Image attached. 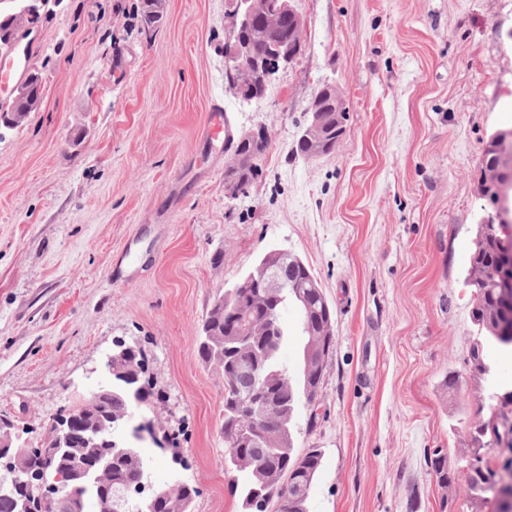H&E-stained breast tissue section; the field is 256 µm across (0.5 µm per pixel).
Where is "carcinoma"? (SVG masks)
Here are the masks:
<instances>
[{"instance_id": "obj_1", "label": "carcinoma", "mask_w": 512, "mask_h": 512, "mask_svg": "<svg viewBox=\"0 0 512 512\" xmlns=\"http://www.w3.org/2000/svg\"><path fill=\"white\" fill-rule=\"evenodd\" d=\"M141 19L144 26L154 27L162 18L163 11L156 0H141ZM324 102L328 104L329 120L323 129V140L333 151L339 144L345 131L332 119L336 113L339 92L334 87L326 86L319 91ZM41 102V77L30 81V93L8 105L0 106V124L13 121L16 127L25 124L30 113L37 110ZM498 137H493L486 145L483 154V168H496L500 163L497 149ZM253 147L236 144L234 152L242 164L240 176L249 184L257 178L259 171L249 168L247 162ZM494 208L489 219L504 213L509 214V201L512 200V175L498 180H486L481 189ZM504 248L501 243L488 236L483 227L476 230L473 250L469 259L468 285L473 288L472 319L477 327L478 338L473 345L470 363L473 376H485L489 372L486 363L485 345L489 344L500 352H512V314L503 309L497 274L502 269ZM288 288L280 294L277 312L293 303L300 308L299 330L305 338L303 351L320 353L329 357L333 348V337L318 335L316 324L326 320L331 309L326 307L325 297L319 288L309 284L314 275L306 265H294L285 271ZM245 298L256 324L245 328L236 313V303ZM267 298L258 295L250 286L227 288L216 294L201 326L198 352L201 358L218 365L224 371V470L227 474L244 473L248 480L238 486L236 479H231L233 491L239 492L242 508L254 512L257 502L265 499L278 504L276 512H306L305 503L310 487L322 464V452L309 448L303 453L295 448V415L300 404L311 408L309 424L315 425L316 405L322 378L313 377L302 372L298 378L293 377L288 369L280 363L279 351L288 329L280 325L277 336H268L260 329L259 321L264 319ZM133 357L126 364L128 382L112 381V408L120 411L136 404L141 407L152 403L155 397L153 383L146 377V356L144 350L136 343H130ZM278 399L282 409L267 413L258 405L247 406V400L255 399L260 390ZM497 404L490 418L480 424L481 434L474 438L481 449L490 446L484 440L487 435L494 436L499 447L498 460L504 461L502 470L493 467L487 455H482L477 462L467 461L464 468L465 481L469 490L471 508L474 512H512L508 505H493L487 501L492 496L490 487L497 483L502 473L512 477V438L502 439L500 429L508 428L509 416L512 415V390H505L494 395ZM91 400L71 409L87 414L88 429L102 427L104 420L94 412ZM55 427H50L48 436L38 453H46L53 458V466L40 473V477L56 485L54 492L67 494L75 492L87 506L97 509V487L94 479L74 485L59 478L64 473H72L83 468L98 455L99 449L82 441L62 447L55 445ZM112 447V479L122 485L136 486L151 483L149 463L134 443V438L116 439ZM172 481L170 484L155 488V501L152 507L138 501H127L120 512H191L192 504L198 496L196 486L184 477L185 463L178 452L172 451ZM431 468L437 481L443 485L452 482L445 460L440 453L431 458ZM21 508L18 497L9 489L0 490V512H19Z\"/></svg>"}]
</instances>
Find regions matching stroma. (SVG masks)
I'll use <instances>...</instances> for the list:
<instances>
[{"mask_svg":"<svg viewBox=\"0 0 512 512\" xmlns=\"http://www.w3.org/2000/svg\"><path fill=\"white\" fill-rule=\"evenodd\" d=\"M53 0L26 68L42 105L0 129V414L37 448L57 413L105 381L117 341L138 342L165 399L141 442L156 486L170 449L199 489L192 512H241L224 472V373L197 336L218 290L269 249L304 261L332 309L307 512H471L459 471L471 432L512 385V355L477 338L467 284L483 153L512 127V0H292L299 54L263 97L224 82L225 0ZM348 106L321 159L297 155L323 85ZM265 127L248 192L224 193L226 155L204 131ZM456 376L459 389L444 382ZM441 451L454 483L430 468Z\"/></svg>","mask_w":512,"mask_h":512,"instance_id":"obj_1","label":"stroma"}]
</instances>
